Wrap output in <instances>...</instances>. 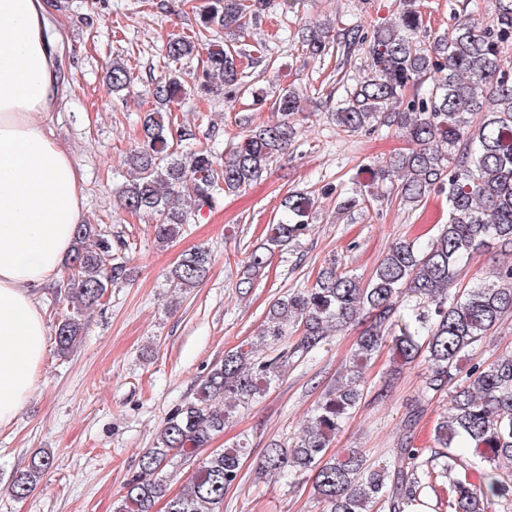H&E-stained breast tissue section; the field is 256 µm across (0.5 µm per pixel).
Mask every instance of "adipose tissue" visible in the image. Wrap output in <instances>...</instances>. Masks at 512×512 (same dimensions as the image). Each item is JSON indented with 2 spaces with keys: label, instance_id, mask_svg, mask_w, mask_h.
Returning a JSON list of instances; mask_svg holds the SVG:
<instances>
[{
  "label": "adipose tissue",
  "instance_id": "adipose-tissue-1",
  "mask_svg": "<svg viewBox=\"0 0 512 512\" xmlns=\"http://www.w3.org/2000/svg\"><path fill=\"white\" fill-rule=\"evenodd\" d=\"M60 40L47 0H0V427L33 392L49 333L37 291L84 221L81 172L43 123L61 99Z\"/></svg>",
  "mask_w": 512,
  "mask_h": 512
}]
</instances>
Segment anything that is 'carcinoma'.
<instances>
[{
    "mask_svg": "<svg viewBox=\"0 0 512 512\" xmlns=\"http://www.w3.org/2000/svg\"><path fill=\"white\" fill-rule=\"evenodd\" d=\"M401 5L394 24H355L336 33L334 41L329 27L310 24L302 45L314 57L333 47L348 55L366 51L370 67L346 90L334 113L336 126L350 134L392 130L410 142V148L372 169V182L396 185L400 200L415 206L436 189L447 191L448 223L426 240L392 243L365 284L330 261L312 287L274 301L261 336L271 341L270 353L262 356L242 346L224 353V361L198 382L192 399L167 417L155 446L125 482L114 512H151L166 495L163 470L175 457L191 459L224 431L231 409L265 396L289 362L310 358L332 334L362 321L346 382L327 391L294 447L273 443L266 449L262 474L280 479L313 473L322 512H415L436 492L440 478L448 481V512L512 507V468H503L512 463V353L492 360L473 357L484 336L512 316V262L457 288L475 253L495 248L512 256V63L503 54L512 45V0H491L492 23L464 14L434 40L425 35L416 0ZM262 7L264 0H206L198 31L169 39L165 55L177 62L204 48L207 65L196 77L197 89L234 92L242 86V53L209 34L243 32ZM108 80L115 96H126L134 85L127 65L117 60ZM181 87L176 74L154 83L151 96L160 109L145 114L140 142L127 158L134 176L119 191L127 212L155 217V240L163 246L176 239L193 212L260 180L297 134L299 96L288 89L274 101L280 119L248 130L225 156L211 150L185 155L179 147L191 133L175 126L168 109ZM313 204L302 193L282 198L279 216L263 230L264 242L248 256L239 293L254 287L274 252L310 231ZM67 268L64 293L72 312L55 329L61 356L80 342L83 311L98 305L109 286L130 277L126 262L114 261L112 242L99 224L78 225ZM208 268L205 250L185 253L170 272L169 286L195 288ZM290 328L301 333L292 345ZM388 340L396 367L419 358L428 363L405 426L416 422L426 402L448 395V413L433 429L436 451L426 458L403 442L397 460L383 466L355 449L325 458L331 437L362 399L363 369ZM245 451L236 444L205 458L187 489L168 500L167 512H220L224 495L240 480ZM53 466L54 455L42 452L12 476L9 494L27 498ZM469 472L477 482L465 477Z\"/></svg>",
    "mask_w": 512,
    "mask_h": 512,
    "instance_id": "1",
    "label": "carcinoma"
}]
</instances>
